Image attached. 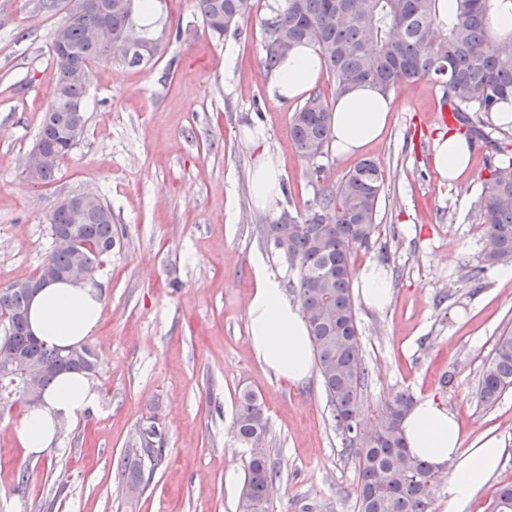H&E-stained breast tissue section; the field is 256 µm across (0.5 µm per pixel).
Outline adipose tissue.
Listing matches in <instances>:
<instances>
[{
	"label": "adipose tissue",
	"mask_w": 512,
	"mask_h": 512,
	"mask_svg": "<svg viewBox=\"0 0 512 512\" xmlns=\"http://www.w3.org/2000/svg\"><path fill=\"white\" fill-rule=\"evenodd\" d=\"M323 59L317 48L302 44L280 62L273 82L283 100L305 95L318 81ZM393 101L374 86L363 84L340 96L332 111L331 148L340 158L361 155L384 132ZM471 150L459 132L436 139L433 162L441 182L456 183L468 169ZM283 171L270 154H263L251 175L256 208L274 206L281 192ZM363 303L383 312L393 297L391 279L379 262L364 264L356 272ZM103 314V301L88 283H50L33 299V333L51 344L76 346L94 334ZM248 341L256 358L277 378L306 384L313 373L307 318L286 294L281 279L263 261L255 263V285L246 309ZM99 400V392L81 374L60 375L45 392L41 404L25 407L14 437L25 456L40 459L57 440L59 424L78 422ZM401 433L409 452L434 469H450L447 512H464L476 495L499 473L506 453L494 436H482L473 448L461 445L455 412L434 396L415 401L405 414Z\"/></svg>",
	"instance_id": "adipose-tissue-1"
}]
</instances>
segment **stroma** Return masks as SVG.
I'll return each instance as SVG.
<instances>
[{
    "instance_id": "1",
    "label": "stroma",
    "mask_w": 512,
    "mask_h": 512,
    "mask_svg": "<svg viewBox=\"0 0 512 512\" xmlns=\"http://www.w3.org/2000/svg\"><path fill=\"white\" fill-rule=\"evenodd\" d=\"M283 4L254 0L238 31L218 37L194 0H155L151 21L174 31L164 53L145 67L95 66L85 133L56 180L35 186L21 165L55 89L50 40L64 12L0 0V289L36 274L50 249L48 217L68 196H100L120 239L95 279L104 314L88 343L99 355L100 400L36 462L13 439L19 410L0 416V512H238L248 450L233 424L244 390L261 396L268 417L274 512H358L354 461L321 377L305 386L276 378L247 339L255 260L284 287L297 278L263 226L285 211L306 216L357 164L328 152L315 173L297 156L299 104L274 97L261 63L262 22ZM392 96L388 128L365 153L384 174L376 229L352 260L356 269L382 263L394 288L385 312L355 306L371 371L365 420L393 391L434 395L456 413L463 447L485 434L503 441L495 482L509 483L512 390L489 407L477 398L497 337L512 329V279L483 261L478 201L492 150L476 142L460 183L441 184L436 133L463 124L444 117L449 103L430 79ZM257 126L283 169L269 211L251 198L259 152L245 133ZM151 424L162 460L131 497L117 462Z\"/></svg>"
}]
</instances>
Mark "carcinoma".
<instances>
[{
	"label": "carcinoma",
	"instance_id": "carcinoma-1",
	"mask_svg": "<svg viewBox=\"0 0 512 512\" xmlns=\"http://www.w3.org/2000/svg\"><path fill=\"white\" fill-rule=\"evenodd\" d=\"M439 0H284V6L264 22V65L273 70L295 46H319L335 96L370 83L388 94L400 83L415 78H435L454 111L464 114L469 131L488 138L481 126L491 124L490 114L499 102L512 97V37L496 35L493 0H451L448 18L439 15ZM251 0H195V7L211 34L223 36L238 29L251 11ZM146 0H107L106 10H85L65 15L53 33L51 52L57 68L53 98L41 120L35 146L46 156L38 173L42 184L52 182L61 163L77 142L67 129L73 116L85 118L89 83L72 78V69L108 61L98 41L102 26L120 39L132 29L142 34L143 51L127 61L147 65L164 50L162 37L151 25L135 21L136 10L145 11ZM332 108L321 93L309 96L294 114L290 128L297 155L316 164L329 148ZM496 161L489 164L479 199L482 223L490 247L483 262L494 265L512 257V155L496 145ZM383 171L369 159L360 161L342 181L317 195L304 218L288 216L265 225L266 239L278 247L288 243V261L297 269L296 288L308 319L316 365L332 407L336 427L344 436V452L355 460L358 512H431L432 490L425 482L434 469L406 452L399 425L413 404L410 394L389 395L367 430L369 440L354 431L364 425L361 399L370 376L361 351L358 321L351 292V263L367 246L375 231L376 208ZM112 208L98 201L93 206L49 216L51 235L72 225L88 243L82 260L95 268L112 254ZM68 251L52 249L39 273L57 281L71 264ZM16 314L3 323L0 365L10 353H22L43 369L39 392L65 371L90 376L96 372L97 353L88 345L60 348L41 343L28 325L29 299L17 290L11 299ZM512 389V330L497 337L493 354L484 366L478 386L481 403L490 406ZM23 398V386L0 378V399ZM234 434L248 447L245 478L238 512H271L270 490L278 472L266 446L268 420L263 402L253 391L238 396ZM261 447H253L255 440ZM154 441H140L129 449L119 469L126 485L144 491L148 478L162 458ZM496 512H512V483L492 494Z\"/></svg>",
	"mask_w": 512,
	"mask_h": 512
}]
</instances>
